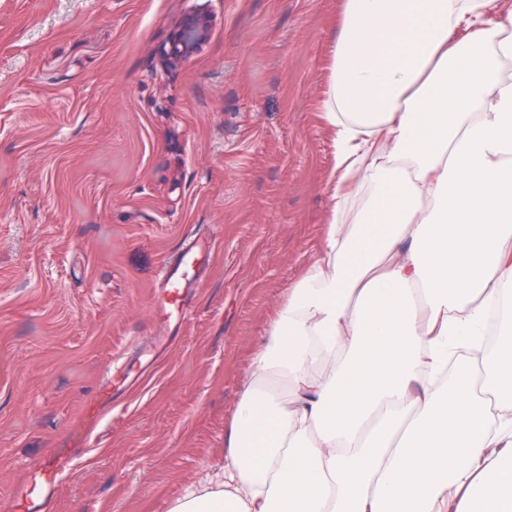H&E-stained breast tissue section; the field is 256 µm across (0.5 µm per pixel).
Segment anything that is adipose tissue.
I'll list each match as a JSON object with an SVG mask.
<instances>
[{
    "mask_svg": "<svg viewBox=\"0 0 512 512\" xmlns=\"http://www.w3.org/2000/svg\"><path fill=\"white\" fill-rule=\"evenodd\" d=\"M323 113V245L170 512H512V0H338Z\"/></svg>",
    "mask_w": 512,
    "mask_h": 512,
    "instance_id": "obj_1",
    "label": "adipose tissue"
}]
</instances>
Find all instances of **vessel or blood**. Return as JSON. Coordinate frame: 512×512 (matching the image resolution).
Instances as JSON below:
<instances>
[{
	"instance_id": "b4317fda",
	"label": "vessel or blood",
	"mask_w": 512,
	"mask_h": 512,
	"mask_svg": "<svg viewBox=\"0 0 512 512\" xmlns=\"http://www.w3.org/2000/svg\"><path fill=\"white\" fill-rule=\"evenodd\" d=\"M214 243L207 239L183 240L172 258L161 267L153 301L163 327L181 322L187 315L188 298L213 255ZM110 382L105 385L96 401L89 405L83 421L74 430L78 443L89 440L92 422L101 421L102 410L112 402L114 384L126 383L131 370L125 358L115 359L108 367ZM68 451L59 448L35 470L29 479L16 487L13 493L14 512H47L51 498L66 469Z\"/></svg>"
}]
</instances>
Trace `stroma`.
<instances>
[{
    "label": "stroma",
    "instance_id": "obj_1",
    "mask_svg": "<svg viewBox=\"0 0 512 512\" xmlns=\"http://www.w3.org/2000/svg\"><path fill=\"white\" fill-rule=\"evenodd\" d=\"M338 0H0V512L57 448L52 512H169L219 472L264 329L314 259ZM203 11L211 35L160 52ZM216 248L156 374L89 449L102 368L156 335V272Z\"/></svg>",
    "mask_w": 512,
    "mask_h": 512
}]
</instances>
